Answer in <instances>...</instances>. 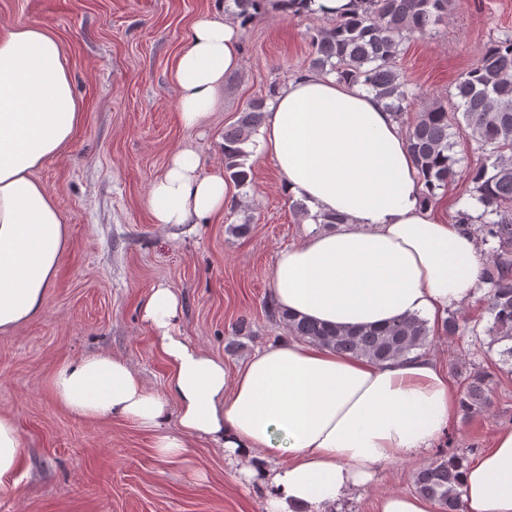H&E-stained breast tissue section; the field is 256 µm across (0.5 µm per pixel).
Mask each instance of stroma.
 I'll return each mask as SVG.
<instances>
[{"label":"stroma","instance_id":"stroma-1","mask_svg":"<svg viewBox=\"0 0 512 512\" xmlns=\"http://www.w3.org/2000/svg\"><path fill=\"white\" fill-rule=\"evenodd\" d=\"M206 13L224 17V0H0V23L36 24L60 40L83 105L71 143L36 173L69 226L70 245L42 314L0 336V416L18 426L24 459L14 484L0 487V512H266L256 485L226 464L221 449L197 440L187 460H163L152 431L78 418L48 389L59 361L102 352L123 359L149 391H164L166 362L140 311L160 282L181 299L183 336L229 369L288 333L268 318L264 301L277 253L299 244L309 227L281 192L271 161L250 154L252 180L233 186L235 204L218 224L154 223L148 192L179 146L196 148L206 169L223 168L225 130L246 101L308 72L309 36L328 20L269 9L238 27L239 70L225 79L203 126L186 128L177 118L173 61ZM507 29L512 0H453L436 34L405 41L396 64L426 101L444 100ZM454 152L461 163L445 192L452 213L470 201L466 168L480 156L465 136ZM248 213L249 232L232 233ZM485 307L477 293L457 311L469 331L431 336L427 348L456 385L476 370L492 376L489 408L458 418L436 445L470 460L512 428V373L500 369L483 334ZM242 324L247 334L238 333ZM415 471L406 461L383 465L339 512H375L379 497L413 491Z\"/></svg>","mask_w":512,"mask_h":512}]
</instances>
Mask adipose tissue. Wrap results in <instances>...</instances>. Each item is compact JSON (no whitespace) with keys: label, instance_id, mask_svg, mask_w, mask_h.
Returning <instances> with one entry per match:
<instances>
[{"label":"adipose tissue","instance_id":"obj_1","mask_svg":"<svg viewBox=\"0 0 512 512\" xmlns=\"http://www.w3.org/2000/svg\"><path fill=\"white\" fill-rule=\"evenodd\" d=\"M235 24L197 18L174 66L178 118L200 126L241 63ZM83 116L61 42L37 25L0 24V335L37 318L53 288L69 228L34 173L63 151ZM285 194L310 215L341 214L280 251L271 294L279 308L331 328L430 321L471 302L481 286L477 239L423 203L406 131L384 100L335 75L302 74L279 87L259 134ZM231 196L222 171L175 148L154 180V223L200 224ZM182 305L151 288L141 319L167 365L164 392L125 361L97 353L61 362L49 389L71 414L123 419L153 431L164 457L192 439L259 487L267 512H334L354 487L396 459L425 463L459 416V393L422 351L376 363L285 338L229 371L179 331ZM175 429H168V422ZM284 453L288 461L272 464ZM464 512H512V428L461 471Z\"/></svg>","mask_w":512,"mask_h":512}]
</instances>
